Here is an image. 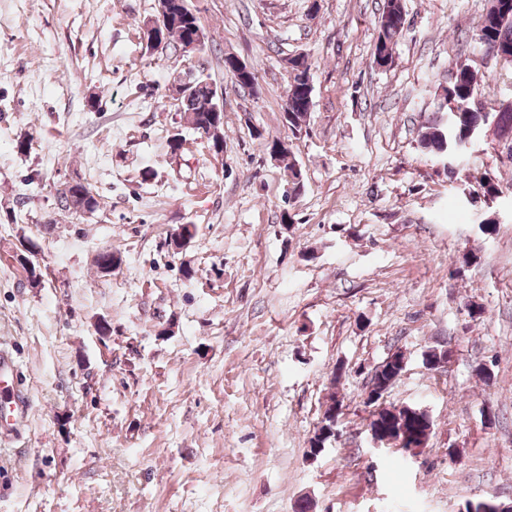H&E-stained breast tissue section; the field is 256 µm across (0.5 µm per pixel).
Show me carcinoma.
<instances>
[{
	"label": "carcinoma",
	"instance_id": "1",
	"mask_svg": "<svg viewBox=\"0 0 512 512\" xmlns=\"http://www.w3.org/2000/svg\"><path fill=\"white\" fill-rule=\"evenodd\" d=\"M172 13L180 21L166 29L165 47L180 48L184 41L191 37L199 28L196 15L189 8L187 0H169ZM402 0H383L378 17V38L374 44L373 63L382 66L393 58L394 46L403 36L405 19ZM472 40L475 48L487 57L497 48L512 49V0H489V6L477 24ZM291 69L296 71L295 88L288 100V129H301L307 123L312 105L313 86L308 84L306 76L311 66L303 65L288 59ZM205 97L203 89L195 90L191 103L184 105V112L189 114L186 127L199 135H206L210 148L217 154L224 151V113L213 117L201 110ZM493 129L494 136L512 135V101L502 102L490 107L478 94V72L467 63L457 66L454 81L443 90L441 111L434 113L432 119L424 125L419 138V146L423 152L443 165V171L450 180L471 184L470 158L466 143L487 129ZM288 197L292 198L304 189L300 167L295 163L287 164ZM473 185V184H471ZM504 194L503 185L490 175L481 177L473 185L471 198L479 199L490 205ZM28 242L33 250L23 251L12 256L26 274L32 285L37 286L44 277L41 265L37 260L38 252L34 248L38 244L22 235L18 242ZM402 357L394 353L387 357L372 373L369 383L373 388L385 391L393 384L403 370ZM418 408L409 405H391L374 412L372 422H385L397 412L411 418V425L424 429L426 425L420 419L413 418ZM343 415V401L332 395L325 406L323 425L316 429L311 438L310 453L325 447L326 443L336 437V419Z\"/></svg>",
	"mask_w": 512,
	"mask_h": 512
}]
</instances>
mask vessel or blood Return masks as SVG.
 <instances>
[{
  "instance_id": "vessel-or-blood-1",
  "label": "vessel or blood",
  "mask_w": 512,
  "mask_h": 512,
  "mask_svg": "<svg viewBox=\"0 0 512 512\" xmlns=\"http://www.w3.org/2000/svg\"><path fill=\"white\" fill-rule=\"evenodd\" d=\"M33 399L13 352L0 349V440L14 441L28 421Z\"/></svg>"
}]
</instances>
